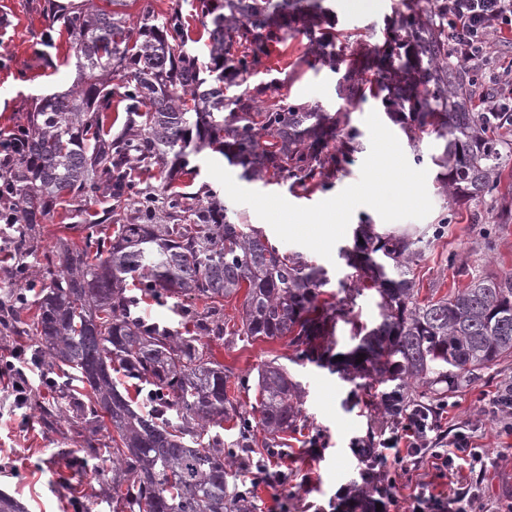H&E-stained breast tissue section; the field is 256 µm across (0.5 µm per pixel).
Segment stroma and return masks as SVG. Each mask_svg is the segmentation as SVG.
<instances>
[{
    "instance_id": "1",
    "label": "stroma",
    "mask_w": 512,
    "mask_h": 512,
    "mask_svg": "<svg viewBox=\"0 0 512 512\" xmlns=\"http://www.w3.org/2000/svg\"><path fill=\"white\" fill-rule=\"evenodd\" d=\"M399 2L374 0L371 9L362 10L357 0H325L334 15L337 50L350 55L383 43ZM69 3L98 6L102 0H0L1 132L24 123L31 96L63 90L73 83L76 71L67 34L52 22L53 14ZM307 44L304 34L293 31L284 41L283 52L273 55L271 63L280 71V82L269 90V98L287 97L332 113L347 107L337 93V74L305 63ZM369 150L370 136L363 131L349 163L327 190L306 192L285 184L248 181L235 165L228 171L243 188L311 206L356 183ZM423 167L429 175L427 190L433 208L425 219L403 220V227L421 231L447 213L453 221L443 238L422 245L415 267L420 298L441 297L464 287L476 275L512 274V223L494 221L500 200L452 203L438 190L437 167L428 160ZM107 206L106 198L98 197L75 202L67 209L56 208L48 220L26 231L27 246L22 251L12 237L0 238V300L16 289L30 287L32 275L51 255L57 239L80 241L86 225L100 218ZM299 253L305 261L326 266L331 278L328 293L351 298L356 321L370 328L378 323L380 297L375 289L364 287L361 271L339 257L329 263L307 248H300ZM354 346L351 326L342 321L337 322L331 338L332 361L327 367L294 363L295 352L284 339L252 342L228 336L214 344L216 360L236 376L255 373L261 362L277 357L304 388L301 430L289 435L286 446L250 448L237 454L238 461L259 464L272 473L284 472L288 479L284 488L275 482L256 484V512H306L310 507L315 512H354L352 498L342 497L341 492L357 486L366 487L365 499L373 504L390 494L405 503L416 493L475 488L487 512H512V435L502 433L498 422L482 410L483 395L512 380V357L476 371L471 382L449 396L441 409V435L468 433L473 444L483 449L486 467L476 473L461 460L446 470L428 455L400 462L368 456V449L379 447L391 424L378 404L381 387L377 382L369 378L346 381L336 371L341 356ZM24 372L29 385L26 403L13 404L0 391V490L19 499L27 512H83L89 504L94 512H112L105 501L111 462L98 458L88 467L75 466V458L82 455L85 423L67 416L52 425L43 422L34 404L51 398L47 382L53 374L32 356Z\"/></svg>"
}]
</instances>
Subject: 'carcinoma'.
I'll use <instances>...</instances> for the list:
<instances>
[{
	"label": "carcinoma",
	"mask_w": 512,
	"mask_h": 512,
	"mask_svg": "<svg viewBox=\"0 0 512 512\" xmlns=\"http://www.w3.org/2000/svg\"><path fill=\"white\" fill-rule=\"evenodd\" d=\"M105 2L59 18L79 78L64 92L33 99L11 180L21 224H41L56 207L99 194L114 201L108 221L137 195L141 222H118L110 234L96 222L79 244L60 239L58 262L33 300V321L18 311L13 331L86 390L38 409L46 421L70 413L94 426L82 447L112 461V512H252L249 490H228L231 449L280 447L301 418L300 384L272 359L257 368V404L237 407L227 392L232 372L211 352L226 336L286 337L297 359L321 366V340L342 319L353 325L360 376L394 384L381 395L387 415L411 388L445 403L474 371L512 356L511 276H476L465 288L421 301L413 275L419 240L361 224L355 238L363 245L342 255L381 298L380 322L367 331L345 301H319L330 283L324 268L232 221L216 192L202 204L173 189L176 177L198 174L191 158L206 148L241 166L249 180H290L305 191L331 183L362 136L348 113L286 97L270 102L265 96L275 81L248 84L283 33L298 27L308 37L307 56L341 75L348 104L369 94L411 140L435 135L440 153L430 159L454 202L500 194L512 156L501 130L512 127V114L472 107V74L448 62V3L401 0L384 43L349 63L322 27V0H202L204 62L188 47L177 11L159 16L145 6L133 17L127 0ZM116 73L124 79L118 93L108 79ZM232 86L241 91L224 95ZM115 96L126 118L114 133L108 112ZM330 139L336 146L325 153ZM142 168L157 171L163 197L134 193L133 173ZM130 279L141 296L126 293ZM241 292L238 322L229 328L224 300ZM146 296L173 300L195 331L184 336L145 320L138 308ZM115 373L131 381L141 402ZM224 422L237 432L227 444L211 432Z\"/></svg>",
	"instance_id": "1"
}]
</instances>
